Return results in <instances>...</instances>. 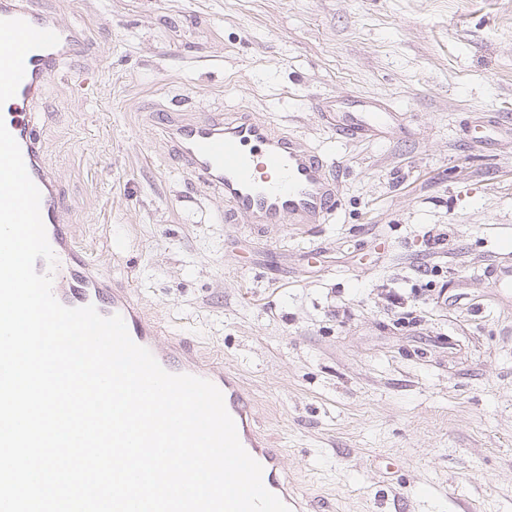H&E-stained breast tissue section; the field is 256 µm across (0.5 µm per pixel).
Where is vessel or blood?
<instances>
[{"label":"vessel or blood","mask_w":512,"mask_h":512,"mask_svg":"<svg viewBox=\"0 0 512 512\" xmlns=\"http://www.w3.org/2000/svg\"><path fill=\"white\" fill-rule=\"evenodd\" d=\"M88 50L81 32L64 24L41 0H0V120L17 141L41 192V215L57 258L56 268L41 258L35 268L42 274L53 272V294L62 305L91 304L103 316L121 315L132 340L166 371L215 384L241 444L263 467L265 487L291 512H304L288 486L284 451L258 427L255 403L238 373L197 352L194 342L172 336L128 282L104 275L77 245L70 207L44 156L36 107L65 62ZM332 120L344 139H389L406 129L401 113L364 100L348 101ZM160 126L169 152L185 173L204 191L223 198L225 223L326 224L338 209L327 162L250 111L232 116L204 112L191 119L166 112Z\"/></svg>","instance_id":"obj_1"}]
</instances>
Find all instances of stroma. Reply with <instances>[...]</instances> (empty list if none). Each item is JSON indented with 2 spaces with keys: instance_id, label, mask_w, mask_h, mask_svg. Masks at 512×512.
<instances>
[{
  "instance_id": "obj_1",
  "label": "stroma",
  "mask_w": 512,
  "mask_h": 512,
  "mask_svg": "<svg viewBox=\"0 0 512 512\" xmlns=\"http://www.w3.org/2000/svg\"><path fill=\"white\" fill-rule=\"evenodd\" d=\"M45 6L90 47L39 106L80 248L239 374L310 512H512V0ZM347 98L407 134L339 138ZM243 108L335 160L331 223H221L155 118Z\"/></svg>"
}]
</instances>
